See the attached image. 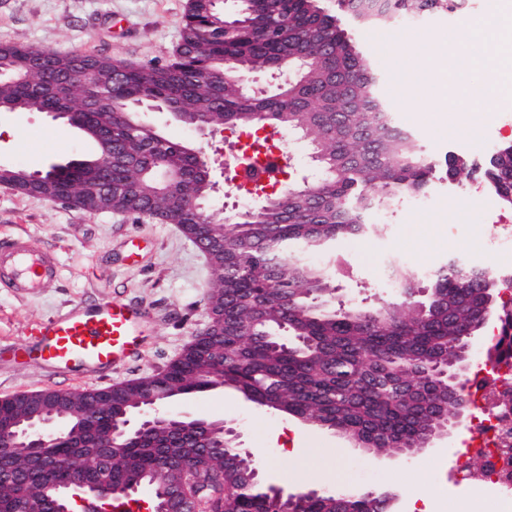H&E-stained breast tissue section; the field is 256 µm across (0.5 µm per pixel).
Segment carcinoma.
<instances>
[{
	"instance_id": "1",
	"label": "carcinoma",
	"mask_w": 512,
	"mask_h": 512,
	"mask_svg": "<svg viewBox=\"0 0 512 512\" xmlns=\"http://www.w3.org/2000/svg\"><path fill=\"white\" fill-rule=\"evenodd\" d=\"M320 0H247L237 4L238 26L226 35L213 22L212 0L189 5L173 61L128 66L110 58L58 53L17 44L0 45L10 66L0 75V104L16 112H72L83 121L107 110L128 119L112 126L117 162L112 169V206L137 219L186 224L200 238L224 242L208 253L206 304L219 330L197 336L181 356L157 374L170 400L189 398L221 382L245 400L336 431L368 455L405 457L424 447L448 408L466 410L464 387L448 397L434 375L439 365L460 363L458 339L469 333L486 299L499 297L498 277L456 261L437 268L421 283L402 266L392 268L400 301L370 306L336 299L327 271L303 263L290 246L317 249L338 237L359 236L378 225L369 214L389 210L403 197L420 194L437 167L450 179L467 164L447 156L427 159L407 131L386 125L391 105L381 96L373 65ZM453 0H338L360 29L424 15ZM291 71L289 82L269 91H246L237 73ZM123 69L122 80L105 84ZM145 93L175 115L232 131L271 128L300 135L319 155V177L286 183L280 194L227 224L181 199L202 189L206 178L192 148L164 137L134 105ZM95 147L46 170L32 183L19 168L0 171L17 191L47 200L85 203L91 175L101 160ZM500 199L512 205V145L500 148L484 172ZM382 193H370L373 186ZM35 401L51 404L57 392L38 391L0 403V415L24 417ZM93 394L70 392L68 418L78 436H62L44 458L0 453V512H50L45 488L72 480L64 463L79 461L84 474L112 458V484L130 485L148 474L171 490L183 482V467L199 458L192 436L173 444L164 429L134 437L119 453L103 450L112 429L103 409L85 414ZM212 473L224 484L200 487V496L228 503V512H279L273 487L262 480L247 452L230 442L210 448ZM296 498L293 512H382L379 496L349 491Z\"/></svg>"
}]
</instances>
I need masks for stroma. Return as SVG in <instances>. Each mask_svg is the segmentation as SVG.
Listing matches in <instances>:
<instances>
[{
  "mask_svg": "<svg viewBox=\"0 0 512 512\" xmlns=\"http://www.w3.org/2000/svg\"><path fill=\"white\" fill-rule=\"evenodd\" d=\"M188 0H0V44L108 57L127 65L171 61L180 42ZM399 124L412 131L426 156L453 155L466 160L473 177L465 183L436 172L426 193L435 208L401 199L389 211L373 214L381 224L371 237L339 238L306 254L309 264L325 268L348 303L391 302L394 289L385 287L386 268L396 261L412 269L437 268L455 259L471 264L494 231L481 188L491 155L512 142L499 115L512 113V100L495 104L491 119L466 134L456 127L452 99L436 101L415 93L391 99ZM165 137L192 147L207 162L216 189L209 208L228 218L239 208L229 195L231 172L224 155L234 135L211 128L206 133L176 120L168 112H150ZM0 163L34 173L90 153L92 146L65 120L40 112H0ZM22 235L37 246L55 248L60 258L59 281L41 295L0 292V399L24 392H95L113 385L149 378L177 359L210 317L205 305L209 267L201 250L175 224L134 220L127 214L87 213L50 203L0 185V238ZM100 299H116L140 310L145 334L139 354L111 371L88 375L57 372L18 352L32 332L58 311ZM171 411L196 418L222 420L241 434L265 483L288 494L315 489L390 491L394 512H455L466 500L469 512H481L471 488L456 479L462 428H455L431 447L408 457L366 455L333 431L312 428L301 420L273 413L247 402L229 388L176 400ZM301 437L313 463L274 448L275 439ZM429 502H422L423 492Z\"/></svg>",
  "mask_w": 512,
  "mask_h": 512,
  "instance_id": "35a3bbf8",
  "label": "stroma"
}]
</instances>
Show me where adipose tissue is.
Here are the masks:
<instances>
[{
    "label": "adipose tissue",
    "mask_w": 512,
    "mask_h": 512,
    "mask_svg": "<svg viewBox=\"0 0 512 512\" xmlns=\"http://www.w3.org/2000/svg\"><path fill=\"white\" fill-rule=\"evenodd\" d=\"M449 43L459 48L450 65L438 78H431L419 59L421 46L431 43L428 35L400 34L390 51V65L403 77L404 85L431 98L451 97L458 111H468L473 99L494 103L506 89V73L512 68V15H491L485 22L468 21L448 34ZM482 71L486 80L474 86L469 72Z\"/></svg>",
    "instance_id": "adipose-tissue-1"
}]
</instances>
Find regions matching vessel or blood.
Returning <instances> with one entry per match:
<instances>
[{
	"label": "vessel or blood",
	"mask_w": 512,
	"mask_h": 512,
	"mask_svg": "<svg viewBox=\"0 0 512 512\" xmlns=\"http://www.w3.org/2000/svg\"><path fill=\"white\" fill-rule=\"evenodd\" d=\"M57 253L17 235L0 241V290L16 295L43 294L56 288ZM27 350L47 366L103 371L133 355L140 343V313L129 304L103 300L76 305L36 330Z\"/></svg>",
	"instance_id": "1"
}]
</instances>
